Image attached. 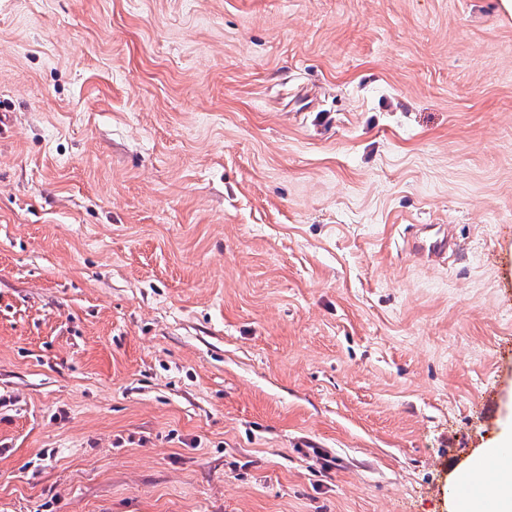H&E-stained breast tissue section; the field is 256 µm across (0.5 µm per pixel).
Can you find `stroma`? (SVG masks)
<instances>
[{"label":"stroma","mask_w":512,"mask_h":512,"mask_svg":"<svg viewBox=\"0 0 512 512\" xmlns=\"http://www.w3.org/2000/svg\"><path fill=\"white\" fill-rule=\"evenodd\" d=\"M2 114L0 512H456L512 429L501 0H0ZM423 228L429 229L424 232L423 236H415L411 242V249L416 254L424 256H437L445 255L448 251H453L456 244L453 242L451 237H448L446 230H441L439 227L434 234H428V232L434 228V224H422Z\"/></svg>","instance_id":"stroma-1"}]
</instances>
